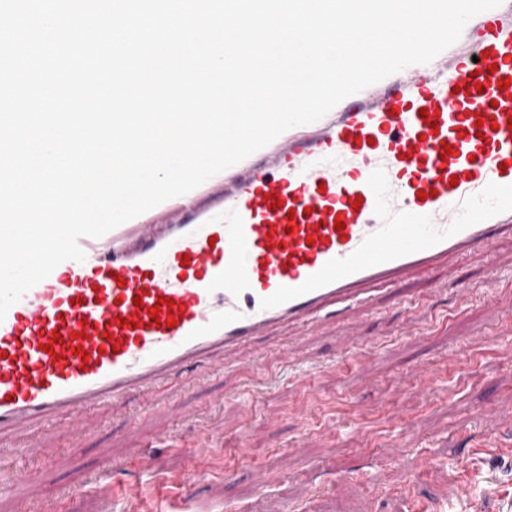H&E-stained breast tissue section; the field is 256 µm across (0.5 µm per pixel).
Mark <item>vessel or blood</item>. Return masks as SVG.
Returning <instances> with one entry per match:
<instances>
[{
	"mask_svg": "<svg viewBox=\"0 0 512 512\" xmlns=\"http://www.w3.org/2000/svg\"><path fill=\"white\" fill-rule=\"evenodd\" d=\"M466 29L406 83L363 89L287 148L160 204L191 207L185 221L81 238L85 261L0 321V431L82 423L190 365H232L275 324L512 241V0Z\"/></svg>",
	"mask_w": 512,
	"mask_h": 512,
	"instance_id": "vessel-or-blood-1",
	"label": "vessel or blood"
}]
</instances>
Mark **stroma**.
Returning <instances> with one entry per match:
<instances>
[{"label": "stroma", "instance_id": "obj_1", "mask_svg": "<svg viewBox=\"0 0 512 512\" xmlns=\"http://www.w3.org/2000/svg\"><path fill=\"white\" fill-rule=\"evenodd\" d=\"M493 265L512 272L511 243L315 324L275 325L224 372L191 367L92 411L56 458L44 454L51 428L4 437L0 512H108L97 473L111 502L137 493L139 512H512V279L485 288ZM351 332L374 354L337 358ZM487 408L499 416L491 428L478 418ZM133 448L154 460L149 480ZM189 468L199 478L185 508L177 480ZM463 482L473 502L458 498Z\"/></svg>", "mask_w": 512, "mask_h": 512}]
</instances>
